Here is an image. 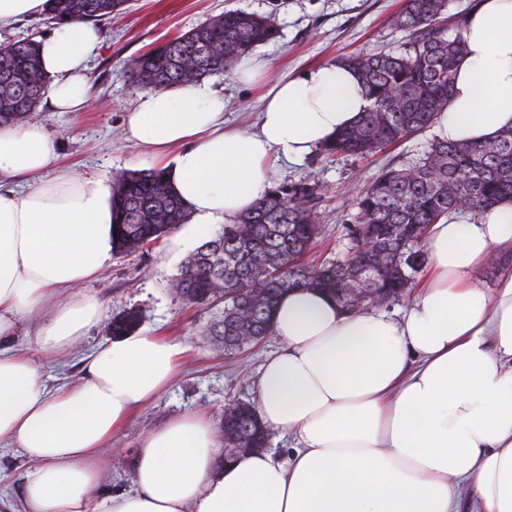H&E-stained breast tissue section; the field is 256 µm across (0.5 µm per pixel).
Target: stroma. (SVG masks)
Masks as SVG:
<instances>
[{
  "instance_id": "stroma-1",
  "label": "stroma",
  "mask_w": 512,
  "mask_h": 512,
  "mask_svg": "<svg viewBox=\"0 0 512 512\" xmlns=\"http://www.w3.org/2000/svg\"><path fill=\"white\" fill-rule=\"evenodd\" d=\"M402 5L403 0H130L126 13L97 24L103 41L90 64L89 107L81 112H53L43 104L34 120L54 139L57 168L110 180L128 170L155 169L159 162L154 153L128 140L124 133L126 114L141 93L128 77L126 60L226 10L241 9L270 13L275 18L278 37L255 50L256 56L268 61L271 75H299L345 54L404 51L410 34L391 23ZM200 87L223 94L224 117L229 124L254 128L267 87L265 80L247 85L224 75L205 79ZM435 138L434 129L429 128L368 158H327L316 149L299 163L277 162L272 186L306 179L316 183V217L322 237L309 255L310 261L343 257L350 243L357 197L383 168L410 165ZM173 241L168 235L136 252L114 255L99 277L83 284L84 292L102 301L103 314L78 353L59 360L37 351L32 354L48 384L76 379L82 355L112 341L113 315L129 309L140 311L141 330L181 348L171 384L132 415L113 444L107 466L116 492L134 486L135 450L143 434L197 412L204 413L210 423H218L227 403L253 401L252 380L266 357L282 348L273 335L234 355L214 346L203 333L210 310L186 304L171 288L181 261L196 244L188 241L177 247Z\"/></svg>"
}]
</instances>
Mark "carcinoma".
I'll return each instance as SVG.
<instances>
[{
	"mask_svg": "<svg viewBox=\"0 0 512 512\" xmlns=\"http://www.w3.org/2000/svg\"><path fill=\"white\" fill-rule=\"evenodd\" d=\"M130 0H47L55 24L99 22L128 9ZM448 0H404L393 23L413 40L400 55L347 56L341 63L361 78L369 107L357 122L324 146L327 156L369 155L433 124L448 107V91L467 53L463 18L447 22ZM278 36L268 16L229 10L137 56L129 78L141 89L196 84L231 73L239 60ZM40 43L23 37L0 44V123L25 122L39 111L49 78L41 68ZM316 184L306 180L272 189L248 212L199 245L173 280L189 305L224 304L206 335L232 354L271 334L278 298L293 289L330 295L346 311L363 308L364 293L389 299L412 287L411 272L424 255L421 243L431 225L455 213L479 215L512 200V128L492 140L471 143L434 140L412 165L384 170L356 203L348 254L320 265L306 256L320 238L314 208ZM112 252H132L162 239L187 219L186 205L165 171H130L112 186ZM141 315L112 318V335L136 331ZM224 447L248 453L269 444L250 403L231 408L219 426Z\"/></svg>",
	"mask_w": 512,
	"mask_h": 512,
	"instance_id": "obj_1",
	"label": "carcinoma"
}]
</instances>
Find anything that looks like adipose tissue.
I'll return each mask as SVG.
<instances>
[{
    "label": "adipose tissue",
    "instance_id": "adipose-tissue-1",
    "mask_svg": "<svg viewBox=\"0 0 512 512\" xmlns=\"http://www.w3.org/2000/svg\"><path fill=\"white\" fill-rule=\"evenodd\" d=\"M468 52L436 123L439 139L483 142L512 128V0H476ZM89 22L41 43L49 106L88 103L100 46ZM369 105L356 72L328 63L276 78L257 130L228 126L224 99L197 85L143 92L125 133L152 149L188 209L185 238L207 237L264 195L272 160L300 161ZM42 125H0V447L34 467L17 512H512V270L495 288L475 271L512 250V202L432 225L428 268L401 319L348 313L298 289L277 302L283 343L254 382L256 410L288 432V460L243 454L214 471L215 432L201 414L143 435L134 491L112 494L106 458L134 411L171 383L180 349L134 333L96 347L76 383L48 386L14 340L24 321L42 353L76 349L102 303L81 292L112 260L105 178L61 170Z\"/></svg>",
    "mask_w": 512,
    "mask_h": 512
}]
</instances>
